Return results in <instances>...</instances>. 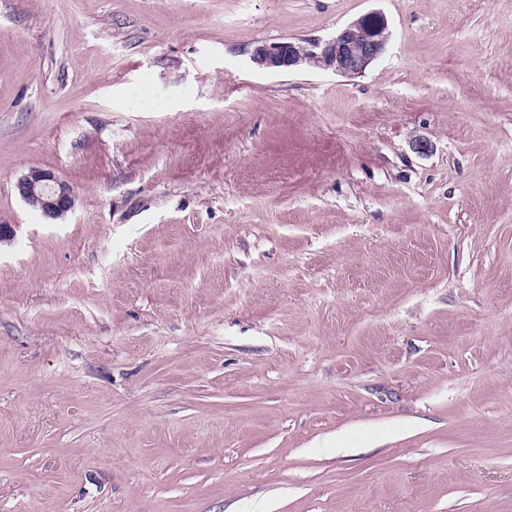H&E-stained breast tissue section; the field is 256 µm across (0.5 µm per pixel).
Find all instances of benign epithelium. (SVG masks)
Masks as SVG:
<instances>
[{
    "instance_id": "7a95c632",
    "label": "benign epithelium",
    "mask_w": 512,
    "mask_h": 512,
    "mask_svg": "<svg viewBox=\"0 0 512 512\" xmlns=\"http://www.w3.org/2000/svg\"><path fill=\"white\" fill-rule=\"evenodd\" d=\"M387 41V22L374 12L349 23L326 41L309 39L301 46L286 40L260 42L251 50L250 59L267 70L307 68L355 76L382 55ZM16 190L50 220L63 217L75 204L74 187L49 169H29L18 179Z\"/></svg>"
}]
</instances>
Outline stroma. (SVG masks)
<instances>
[{
	"instance_id": "stroma-1",
	"label": "stroma",
	"mask_w": 512,
	"mask_h": 512,
	"mask_svg": "<svg viewBox=\"0 0 512 512\" xmlns=\"http://www.w3.org/2000/svg\"><path fill=\"white\" fill-rule=\"evenodd\" d=\"M0 224V512H512V0H0ZM301 48L291 41L260 42L250 52L261 69H318L355 76L363 73L385 50L387 22L380 13L366 14L349 23L327 41L304 40ZM16 190L26 203L50 220L63 217L75 204L74 187L49 169L30 168L18 179Z\"/></svg>"
}]
</instances>
